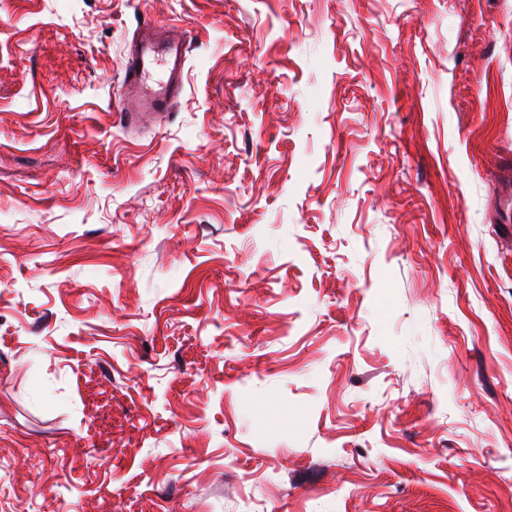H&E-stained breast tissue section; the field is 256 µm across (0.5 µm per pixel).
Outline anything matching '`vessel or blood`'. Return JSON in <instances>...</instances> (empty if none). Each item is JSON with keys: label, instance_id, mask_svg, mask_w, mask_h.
Instances as JSON below:
<instances>
[{"label": "vessel or blood", "instance_id": "b4317fda", "mask_svg": "<svg viewBox=\"0 0 512 512\" xmlns=\"http://www.w3.org/2000/svg\"><path fill=\"white\" fill-rule=\"evenodd\" d=\"M190 48L187 28L152 19L138 23L122 62L127 92L115 106L122 123L135 127L172 110L183 91Z\"/></svg>", "mask_w": 512, "mask_h": 512}]
</instances>
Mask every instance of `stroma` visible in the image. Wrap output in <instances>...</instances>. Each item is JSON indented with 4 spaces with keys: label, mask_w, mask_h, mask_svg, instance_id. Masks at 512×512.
Returning a JSON list of instances; mask_svg holds the SVG:
<instances>
[{
    "label": "stroma",
    "mask_w": 512,
    "mask_h": 512,
    "mask_svg": "<svg viewBox=\"0 0 512 512\" xmlns=\"http://www.w3.org/2000/svg\"><path fill=\"white\" fill-rule=\"evenodd\" d=\"M508 174L512 0H0V512H512ZM190 48L187 28L162 26L152 19L137 24L122 62L128 94L115 104L122 123L135 127L148 116L172 110L183 91Z\"/></svg>",
    "instance_id": "stroma-1"
}]
</instances>
